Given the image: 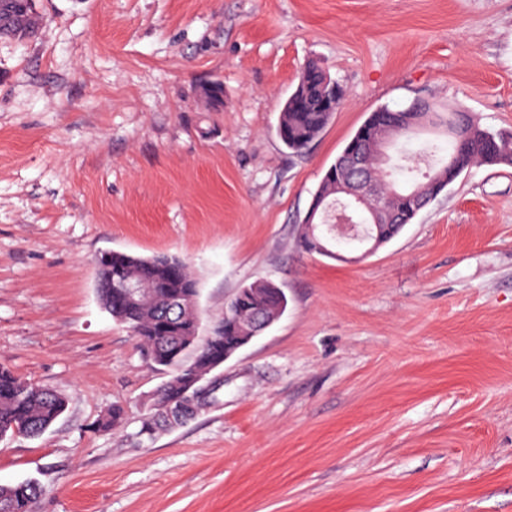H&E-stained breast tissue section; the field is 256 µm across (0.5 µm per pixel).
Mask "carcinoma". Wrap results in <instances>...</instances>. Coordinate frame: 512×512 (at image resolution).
<instances>
[{
	"instance_id": "1",
	"label": "carcinoma",
	"mask_w": 512,
	"mask_h": 512,
	"mask_svg": "<svg viewBox=\"0 0 512 512\" xmlns=\"http://www.w3.org/2000/svg\"><path fill=\"white\" fill-rule=\"evenodd\" d=\"M38 16L35 0H0V38L22 41L35 32ZM328 77L316 61L302 67L298 83L292 92L304 107L294 112L280 113L277 135L283 145L293 152H300L327 127L333 110L324 102ZM201 96L216 112L224 109V86L212 82L201 88ZM418 112H396L379 108L367 116L361 128L375 127L396 135V140H409L416 132L408 127L418 123ZM459 117L466 126L465 143L457 146L451 142L447 159L434 168L427 182L420 184L422 191L437 195L451 184L463 171L476 162L489 165H512V133H494L482 128L465 113ZM358 145L370 149L369 164L373 175L382 181L383 192L388 197L390 219L380 225V236L392 239L399 230L411 223L419 209L410 193L397 190L382 179L381 142L368 143L355 133L327 169L317 196L333 198L336 187L344 181L345 156ZM146 278L160 285L159 294L139 305L127 303L116 285L127 279ZM199 291V282L189 265L175 257L154 256L144 258L124 252H112V262L97 271L96 292L102 309L112 319L127 326L151 354L155 364L175 368V374L162 387L155 399L161 404L177 397L183 391V371L192 366L206 364L202 346L194 348L185 341L194 337L200 326L196 305L186 306L180 315L167 316L169 302L188 291ZM287 298L267 282L247 285L230 302L226 313L230 318L219 317L224 323L212 347V353L224 354V347L232 344L234 337L247 336L259 325V320L276 315L286 309ZM194 349L193 361L183 363V352ZM65 400L58 393L37 383L15 375L0 367V436L24 432L37 435L46 430L64 411ZM40 495V487L33 481L0 486V512H30L31 503Z\"/></svg>"
}]
</instances>
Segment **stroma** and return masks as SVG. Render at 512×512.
I'll use <instances>...</instances> for the list:
<instances>
[{"mask_svg":"<svg viewBox=\"0 0 512 512\" xmlns=\"http://www.w3.org/2000/svg\"><path fill=\"white\" fill-rule=\"evenodd\" d=\"M36 10L0 39V365L66 409L0 438V485L37 481L32 512H512V166L475 163L369 256L298 244L369 112L512 131V0ZM310 59L346 102L294 153L276 127ZM105 250L187 262L207 321L256 282L288 307L213 370L215 402L153 431L171 373L101 309Z\"/></svg>","mask_w":512,"mask_h":512,"instance_id":"1","label":"stroma"}]
</instances>
